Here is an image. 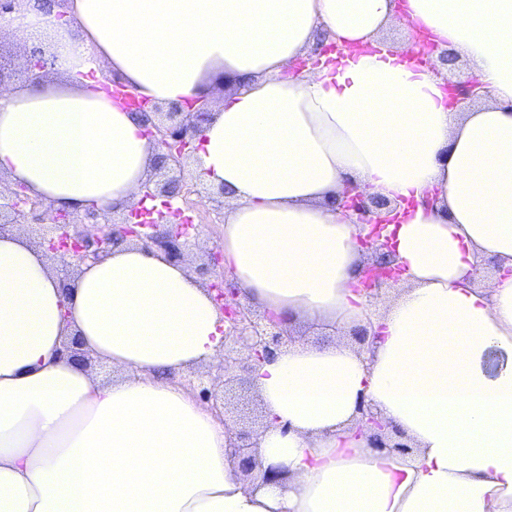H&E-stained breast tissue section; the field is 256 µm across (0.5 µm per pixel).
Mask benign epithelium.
I'll return each instance as SVG.
<instances>
[{"mask_svg": "<svg viewBox=\"0 0 512 512\" xmlns=\"http://www.w3.org/2000/svg\"><path fill=\"white\" fill-rule=\"evenodd\" d=\"M343 56V48L336 43H321L308 57L293 63L288 73L297 77L309 66L328 65ZM27 71L34 81L47 75L48 58L42 50L36 49L28 56ZM483 89L480 80L474 76L456 87L454 92L461 99H474ZM100 90L108 97L118 91L141 103L139 112L143 135L163 149L156 158L154 173H161L164 177L162 182L148 180L144 185L143 199L161 197L162 208L135 207L120 223L110 220L105 212L93 211L80 214L58 210L49 218L43 209V200L31 194L25 184L16 181L8 193L0 191V220L5 219L9 224L21 219H30L36 224L51 220V235L43 238L41 245L52 257L65 264L70 259L77 263L97 261L120 241L134 242L147 250H159L169 260L178 262L190 240L178 225V215L183 209L174 208L172 204L178 199L187 203L190 196L199 195L197 184L184 174V163L194 155L196 135L211 115L209 98L202 95L191 101L189 112L178 103L169 105V111L164 112L161 105L138 96L117 78H104ZM335 203L353 223L369 227V232L360 238L359 244L364 253L372 257V262L366 263L361 271L355 292L376 299L384 290L395 287L402 275V268L388 258L392 252L391 244L389 238L382 235L388 225L397 222L395 208L389 200L368 196L354 187L346 188ZM201 274L207 277V290L224 316V348L228 349L239 341L246 343L249 354L246 366L242 367L244 372H250L253 366L270 359L276 350L295 340L297 333L287 327L283 319L272 313L258 319L250 308L240 302L231 275L224 271L223 253L219 247L210 250V262L201 267ZM360 414L358 431L369 432L372 449L402 454L408 451V445L392 441L387 424L370 405H363ZM257 439L258 430L240 429L232 443V456L238 461L240 474L246 478L252 477L257 467Z\"/></svg>", "mask_w": 512, "mask_h": 512, "instance_id": "benign-epithelium-1", "label": "benign epithelium"}]
</instances>
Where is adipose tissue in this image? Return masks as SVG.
<instances>
[{
    "mask_svg": "<svg viewBox=\"0 0 512 512\" xmlns=\"http://www.w3.org/2000/svg\"><path fill=\"white\" fill-rule=\"evenodd\" d=\"M396 24L429 31L485 95L448 106L450 71L403 60ZM4 26L45 33L64 81L0 94V175L57 209L128 213L158 149L96 91L100 63L159 104L223 76L194 160L226 191L241 302L379 337L254 367L258 459L287 478L247 483L235 426L178 381L223 354L202 283L127 242L66 285L0 234V512H512V0H25ZM323 38L361 49L283 78ZM349 186L399 211L402 280L372 301L353 290L367 229L332 204ZM434 190L433 210L410 207ZM72 337L111 379L64 355ZM363 402L411 454L369 447Z\"/></svg>",
    "mask_w": 512,
    "mask_h": 512,
    "instance_id": "1",
    "label": "adipose tissue"
}]
</instances>
